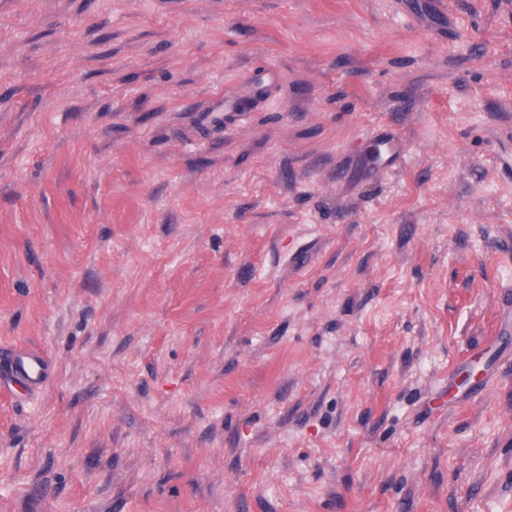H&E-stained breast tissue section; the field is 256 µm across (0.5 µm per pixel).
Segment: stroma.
<instances>
[{"label":"stroma","mask_w":512,"mask_h":512,"mask_svg":"<svg viewBox=\"0 0 512 512\" xmlns=\"http://www.w3.org/2000/svg\"><path fill=\"white\" fill-rule=\"evenodd\" d=\"M14 345L0 512H512V0H0ZM207 112H209L208 119L210 123L216 126L219 124L214 123H220L224 117L222 112H243V107L236 99L224 94V97L218 95L212 99L211 107ZM50 381L46 357L29 348H14L5 353L0 369V385L11 391L14 383L21 384L24 395L43 392Z\"/></svg>","instance_id":"obj_1"}]
</instances>
